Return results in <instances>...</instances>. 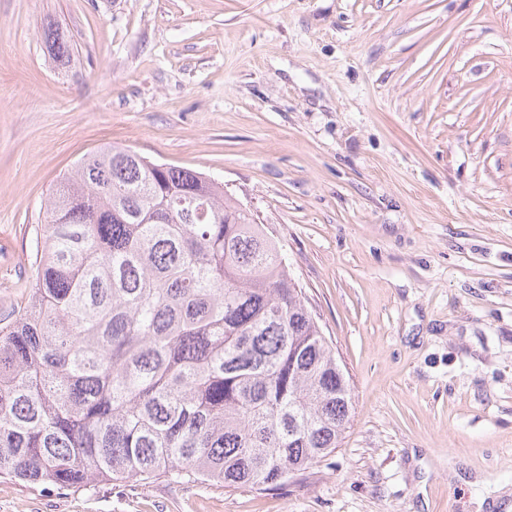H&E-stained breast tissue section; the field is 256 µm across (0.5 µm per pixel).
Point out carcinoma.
I'll return each instance as SVG.
<instances>
[{
	"label": "carcinoma",
	"mask_w": 512,
	"mask_h": 512,
	"mask_svg": "<svg viewBox=\"0 0 512 512\" xmlns=\"http://www.w3.org/2000/svg\"><path fill=\"white\" fill-rule=\"evenodd\" d=\"M0 326V476L278 488L354 412L276 243L202 173L107 145L45 200Z\"/></svg>",
	"instance_id": "obj_1"
}]
</instances>
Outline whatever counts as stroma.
<instances>
[{
    "instance_id": "35a3bbf8",
    "label": "stroma",
    "mask_w": 512,
    "mask_h": 512,
    "mask_svg": "<svg viewBox=\"0 0 512 512\" xmlns=\"http://www.w3.org/2000/svg\"><path fill=\"white\" fill-rule=\"evenodd\" d=\"M107 144L265 226L354 416L274 491L2 477L0 512H512V0H0V324Z\"/></svg>"
}]
</instances>
